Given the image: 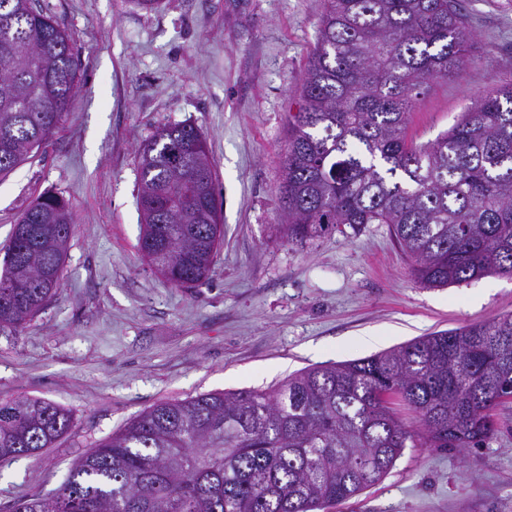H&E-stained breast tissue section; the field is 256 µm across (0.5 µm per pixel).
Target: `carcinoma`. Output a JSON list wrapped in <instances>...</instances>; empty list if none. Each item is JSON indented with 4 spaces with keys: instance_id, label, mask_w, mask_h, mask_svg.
<instances>
[{
    "instance_id": "carcinoma-1",
    "label": "carcinoma",
    "mask_w": 512,
    "mask_h": 512,
    "mask_svg": "<svg viewBox=\"0 0 512 512\" xmlns=\"http://www.w3.org/2000/svg\"><path fill=\"white\" fill-rule=\"evenodd\" d=\"M468 41L458 0H327L288 122L289 241L387 224L425 286L512 276V84L477 95L434 142L407 138L416 98L472 62ZM79 80L72 34L39 0H0V176L60 128ZM138 179L143 256L175 286L208 280L224 225L201 132L157 129L140 147ZM72 224L55 196L22 213L0 267V332L24 328L61 290ZM511 400L507 315L306 368L270 391L158 403L51 495L12 512H332L406 448L480 447ZM71 427L51 401L0 403V462L33 456Z\"/></svg>"
}]
</instances>
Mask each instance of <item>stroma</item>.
I'll return each mask as SVG.
<instances>
[{"label":"stroma","instance_id":"stroma-1","mask_svg":"<svg viewBox=\"0 0 512 512\" xmlns=\"http://www.w3.org/2000/svg\"><path fill=\"white\" fill-rule=\"evenodd\" d=\"M75 40L80 88L39 153L0 177V251L41 196L74 218L64 285L25 328L0 332V403L43 398L72 428L0 463V512L56 489L101 440L155 404L267 389L302 369L512 314V276L418 283L388 225L305 244L282 227L287 122L326 0H40ZM475 61L415 100L408 136L433 142L483 91L512 81V0H460ZM194 125L215 161L224 241L211 279L167 282L138 249L137 152ZM339 512H512V403L480 448H408Z\"/></svg>","mask_w":512,"mask_h":512}]
</instances>
